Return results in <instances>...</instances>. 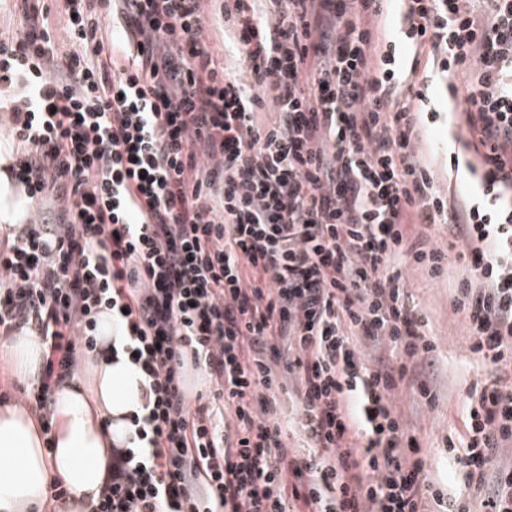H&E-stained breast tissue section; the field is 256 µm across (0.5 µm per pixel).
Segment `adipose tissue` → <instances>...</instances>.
<instances>
[{
  "label": "adipose tissue",
  "instance_id": "1",
  "mask_svg": "<svg viewBox=\"0 0 512 512\" xmlns=\"http://www.w3.org/2000/svg\"><path fill=\"white\" fill-rule=\"evenodd\" d=\"M14 149L0 145V236L16 230L24 212L8 169ZM13 370L25 381L40 374L45 348L36 333L23 331L4 344ZM141 376L127 356L90 362L52 395L56 423L44 433L26 408L0 402V512H46L55 506V483L68 489L59 512H91L111 473L110 452L129 435L126 417L140 407Z\"/></svg>",
  "mask_w": 512,
  "mask_h": 512
}]
</instances>
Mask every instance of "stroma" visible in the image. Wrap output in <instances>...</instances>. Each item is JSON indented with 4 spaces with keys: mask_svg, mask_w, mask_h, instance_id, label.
Listing matches in <instances>:
<instances>
[{
    "mask_svg": "<svg viewBox=\"0 0 512 512\" xmlns=\"http://www.w3.org/2000/svg\"><path fill=\"white\" fill-rule=\"evenodd\" d=\"M429 94L437 108L436 115L426 118L419 158L429 166L437 187L466 196L473 186L467 168L452 170L449 159L467 155L465 131L448 124V86L445 80L434 79ZM424 238L449 248L451 239L445 227L419 225ZM466 263L451 252L439 273H431L416 264L406 265L403 279L411 300L424 317L427 336L438 345V360L430 386L436 398L425 403L414 392L412 379H405L395 390L393 404L407 420L414 447L427 463L430 474L443 484L454 481L448 463V438L463 428L461 419L471 386L487 376L485 368L471 355L463 315L453 309L454 289L468 277Z\"/></svg>",
    "mask_w": 512,
    "mask_h": 512,
    "instance_id": "stroma-1",
    "label": "stroma"
}]
</instances>
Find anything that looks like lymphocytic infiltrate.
<instances>
[{
  "mask_svg": "<svg viewBox=\"0 0 512 512\" xmlns=\"http://www.w3.org/2000/svg\"><path fill=\"white\" fill-rule=\"evenodd\" d=\"M203 3L65 0L63 53L26 4L0 37V109L23 149L10 176L33 210L61 203L0 250V334L43 341L47 426L103 314L145 376L92 512H470L482 487L484 512H512V467L485 484L512 446V0H224L233 72ZM391 12L414 60L382 28ZM423 52L480 157V199L443 193L418 160ZM416 224L461 243L453 307L491 374L448 445L449 490L402 451L390 400L436 358L402 266L435 273L448 253ZM191 367L212 383L195 406ZM288 379L304 455L277 418ZM208 1H218V2H205L206 4V39L209 46H212L215 53L217 54L218 59L225 63L226 65H230L232 67L238 66L239 61L235 60L232 54L226 50H224V30L222 32V24L224 29V20L221 19V14L223 15V6L224 0H208ZM217 20L220 21L221 29L219 25L216 23ZM226 53V60H225Z\"/></svg>",
  "mask_w": 512,
  "mask_h": 512,
  "instance_id": "1",
  "label": "lymphocytic infiltrate"
}]
</instances>
